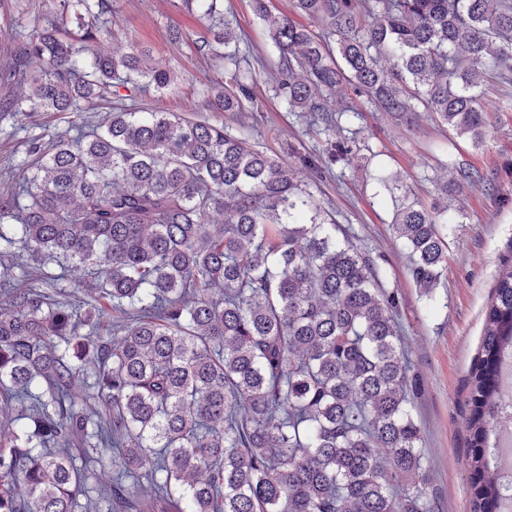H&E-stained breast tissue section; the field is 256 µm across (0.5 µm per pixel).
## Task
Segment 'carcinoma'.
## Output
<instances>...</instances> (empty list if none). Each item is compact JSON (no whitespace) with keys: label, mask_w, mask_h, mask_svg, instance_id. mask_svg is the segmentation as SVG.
Segmentation results:
<instances>
[{"label":"carcinoma","mask_w":512,"mask_h":512,"mask_svg":"<svg viewBox=\"0 0 512 512\" xmlns=\"http://www.w3.org/2000/svg\"><path fill=\"white\" fill-rule=\"evenodd\" d=\"M279 51L274 88L324 131L357 111L325 100L347 85L404 121L419 108L480 147L490 73L512 82V0H293L317 32L250 0ZM212 21L224 88L242 112L251 66L217 0H185ZM103 0H56L0 81L29 85L31 112L173 87L147 50L89 55ZM0 194V247L28 251L51 292L0 281V512H432L397 297L288 159L243 127L119 108L57 137ZM483 174L460 166L455 197ZM221 215L224 223H214ZM461 215L414 202L393 232L427 295ZM91 289L86 315L50 293ZM512 352V262L496 274L468 379L471 512H500L490 464L512 430L500 367ZM107 482L88 485L104 455Z\"/></svg>","instance_id":"cac0c4a2"}]
</instances>
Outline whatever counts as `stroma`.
I'll return each mask as SVG.
<instances>
[{
  "instance_id": "35a3bbf8",
  "label": "stroma",
  "mask_w": 512,
  "mask_h": 512,
  "mask_svg": "<svg viewBox=\"0 0 512 512\" xmlns=\"http://www.w3.org/2000/svg\"><path fill=\"white\" fill-rule=\"evenodd\" d=\"M221 3L233 21L240 54L254 68L256 104L251 111L225 113L208 107L211 88L224 82V72L211 61L208 20L188 11L183 0H105L107 32L93 49L106 54L138 44L174 73L173 91L137 95L139 111L203 116L232 127L243 124L253 144L279 156L294 152L317 159L328 141H348L347 159L310 176L309 189L382 270L383 288L398 297L401 334L422 385L417 403L433 512H469L471 490L464 469L467 380L497 270L512 259V111L503 107L506 96H512V85L504 89L497 79L489 80L485 108L493 130L479 149L462 140L454 155L435 151L434 143L448 137L449 131L432 114L418 112L405 125L362 100L356 101L359 114L352 123L327 134L303 113L286 111L275 96L272 85L279 53L249 0ZM52 8L53 0H0V68L20 55L21 36L31 30L34 18L49 17ZM175 27L188 35L178 47L169 42V31ZM117 104L112 98L76 112H37L22 121L0 109V188L14 165L27 158L31 141L46 145L65 131L102 122ZM462 163L491 176L493 185L465 188L456 200L445 202L440 187ZM382 169L397 181L395 192L378 184ZM402 199L428 208L448 204L464 215L447 238V269L428 297L411 279L407 251L391 227L395 203Z\"/></svg>"
}]
</instances>
